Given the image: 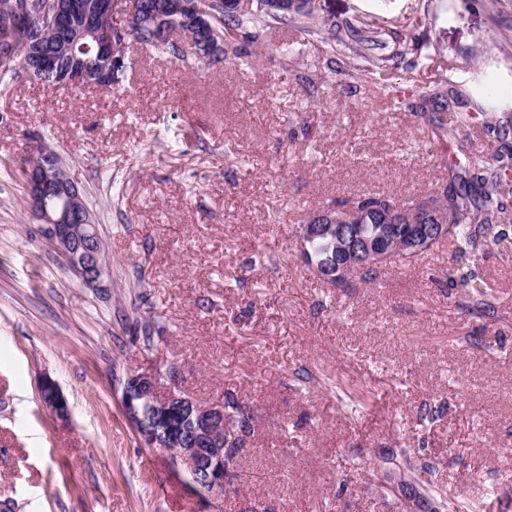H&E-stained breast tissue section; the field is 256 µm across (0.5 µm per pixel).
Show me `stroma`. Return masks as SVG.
<instances>
[{
	"instance_id": "obj_1",
	"label": "stroma",
	"mask_w": 512,
	"mask_h": 512,
	"mask_svg": "<svg viewBox=\"0 0 512 512\" xmlns=\"http://www.w3.org/2000/svg\"><path fill=\"white\" fill-rule=\"evenodd\" d=\"M320 19L416 27L387 82L325 65L287 26L245 56L187 65L138 44L109 88L0 82V512H201L169 453L143 447L119 402L135 372L180 370L198 403L250 406L238 476L212 512H404L389 455L430 463L456 501L512 512V212L507 235L450 244L365 284L324 282L301 226L337 199L427 195L496 149L512 113V0H317ZM453 79L475 120L441 141L409 108ZM403 107H393L391 95ZM94 212L112 286H82L39 233L15 163L32 141ZM269 254L255 267L253 254ZM495 309L458 306L460 278ZM163 331L151 348L136 322ZM71 416L39 400L42 376ZM461 286L467 288L464 299L458 302L462 309H480L484 312L494 309L492 288L485 281L476 279L475 274L463 276Z\"/></svg>"
}]
</instances>
